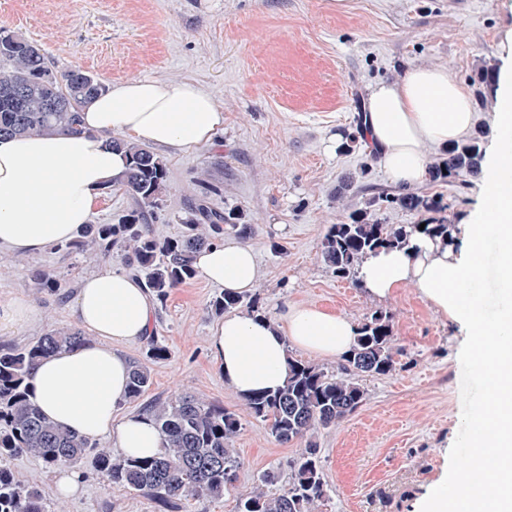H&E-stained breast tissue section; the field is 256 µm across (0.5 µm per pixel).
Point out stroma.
Wrapping results in <instances>:
<instances>
[{
	"instance_id": "1",
	"label": "stroma",
	"mask_w": 512,
	"mask_h": 512,
	"mask_svg": "<svg viewBox=\"0 0 512 512\" xmlns=\"http://www.w3.org/2000/svg\"><path fill=\"white\" fill-rule=\"evenodd\" d=\"M0 29L36 43L56 70L80 69L107 87L129 78L186 80L214 97L224 125L211 142L154 149L169 181L149 229L161 239L181 235L199 180L209 178L220 188L211 205L241 212L251 226L244 242L258 262L253 295L271 320L296 303L344 313L357 325L373 311L390 312L403 350L396 371L361 378L364 404L316 438L329 488L319 512H415L445 455L461 458L466 424L484 406L485 382L460 355L453 323L414 288L374 300L356 278H336L323 264L327 225L395 189L362 143L332 154L326 141L338 130L358 134L369 88L410 68L442 66L468 85L482 68H511L502 44L512 32V0H0ZM344 178L353 188L340 200L335 192ZM415 190L440 197L455 225L467 223L485 193L476 178L426 180ZM127 264L120 247L106 257L50 248L0 254V303L17 299L35 314L0 340L23 345L75 325L72 299L82 279ZM41 270L57 275L67 301L38 288ZM219 293L199 275L154 309L151 329L170 356L153 364L145 399L117 411L122 417L140 412L145 400L189 392L242 413L233 488L219 500L184 501L180 512H234L236 498L252 491L259 475L303 447L277 442L225 384L209 349L219 321L209 302ZM10 466L21 483L41 489L54 512H155L148 499L109 488L88 461L78 469V492L64 502L37 460L19 457Z\"/></svg>"
}]
</instances>
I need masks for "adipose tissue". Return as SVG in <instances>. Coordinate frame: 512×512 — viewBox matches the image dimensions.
I'll return each mask as SVG.
<instances>
[{
	"label": "adipose tissue",
	"mask_w": 512,
	"mask_h": 512,
	"mask_svg": "<svg viewBox=\"0 0 512 512\" xmlns=\"http://www.w3.org/2000/svg\"><path fill=\"white\" fill-rule=\"evenodd\" d=\"M81 119L79 136L0 139V251L35 254L79 237L101 191L120 182L126 170L123 155L108 144L110 134L189 149L212 141L224 124L223 112L197 84L140 78L112 85ZM474 123L468 88L442 67L412 68L376 83L367 96L364 131L401 187L420 183L430 149L460 141ZM482 177L488 185L485 205L472 223L458 225L456 245L415 234L407 246L371 253L358 269L372 298L388 300L412 286L437 314L465 330L468 356L488 386L489 419L468 425L471 456L442 470L419 512H512V300L491 322L460 291L466 279L479 275L490 239L497 245V279L512 296V150L501 140L487 150ZM195 264L210 282L234 294L250 293L258 280L252 250L232 237L201 250ZM152 309L147 289L134 275L106 270L84 279L74 315L90 341L38 365L32 394L42 412L88 437L111 439L124 454L160 453L161 439L146 416L112 420L127 399L129 360L118 347L148 336ZM355 333L341 313L291 305L274 323L225 316L210 344L225 383L244 396L285 383L289 346L334 358L350 349Z\"/></svg>",
	"instance_id": "ef3b65f1"
}]
</instances>
